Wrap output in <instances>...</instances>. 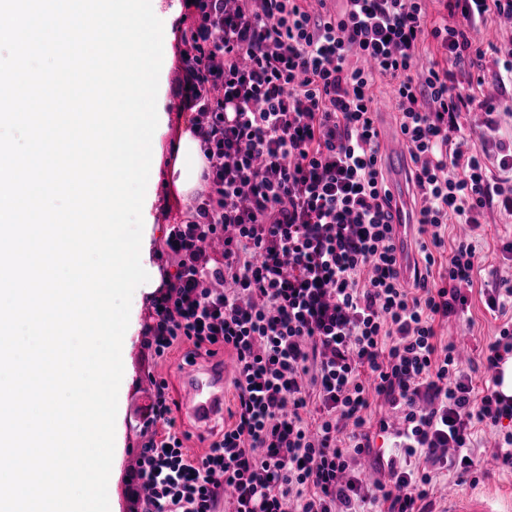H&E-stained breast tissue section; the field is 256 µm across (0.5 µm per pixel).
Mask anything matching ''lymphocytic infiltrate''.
<instances>
[{
	"mask_svg": "<svg viewBox=\"0 0 512 512\" xmlns=\"http://www.w3.org/2000/svg\"><path fill=\"white\" fill-rule=\"evenodd\" d=\"M423 2L343 0L324 18L305 0H198L178 90L196 113L206 189L165 237L173 271L143 336L158 357L185 342L209 357L232 349L235 403L220 437L191 457L174 431L169 384L156 383L147 422L167 432L142 444L127 475L133 512H218L224 498L231 512H436L437 472L467 481L477 427L512 420L498 372L512 319L486 348L479 391L437 334L467 309L462 287L479 259L472 242L446 245L449 216L477 224L494 193L512 209L458 122L479 103L484 138L511 172L495 104L457 93L453 72L469 60L482 82L485 52L468 32L492 14L512 18V0H446L460 21L433 26ZM429 38L441 59L421 74ZM380 81L395 88L420 202L426 269L409 279L379 155ZM374 394L401 412L395 446L416 465L388 463L367 485L352 462L370 450L371 428L388 427L369 413Z\"/></svg>",
	"mask_w": 512,
	"mask_h": 512,
	"instance_id": "f902f5d3",
	"label": "lymphocytic infiltrate"
}]
</instances>
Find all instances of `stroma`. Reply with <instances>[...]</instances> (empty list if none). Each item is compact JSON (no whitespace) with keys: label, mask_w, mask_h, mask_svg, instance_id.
<instances>
[{"label":"stroma","mask_w":512,"mask_h":512,"mask_svg":"<svg viewBox=\"0 0 512 512\" xmlns=\"http://www.w3.org/2000/svg\"><path fill=\"white\" fill-rule=\"evenodd\" d=\"M188 204L184 202L175 189L158 191L157 200L153 205L151 226L152 242L149 263L155 277H162L167 267L165 257L159 249L170 225L183 221ZM482 226L470 229L460 223L458 217L448 219L447 233L449 239L468 236L476 246L481 262L475 269L470 299L471 306L464 319L454 320L441 325L437 333L441 341H458L465 345L468 365L475 388H483L488 374L482 365V351L486 344L493 340L499 332L505 318L490 312L484 305L483 292L501 284H512V254L504 253L503 242L512 240V214L500 210L496 203H489L481 219ZM132 348L127 356V372L124 375L119 392L121 397V440L122 449L119 455V478L115 482L112 493L117 499L118 512H131L126 491V476L135 463L136 450L147 437L143 435L140 424V403L144 397L142 386L151 379H166L175 383L177 376L174 366L176 362L190 350L183 344L173 348L162 359L152 358L143 346V336L138 332L131 338ZM476 492L489 493L496 497L501 512H512V471L493 470L480 477L477 484L456 483L448 476L440 477L435 487L437 507H446L450 495Z\"/></svg>","instance_id":"stroma-1"}]
</instances>
